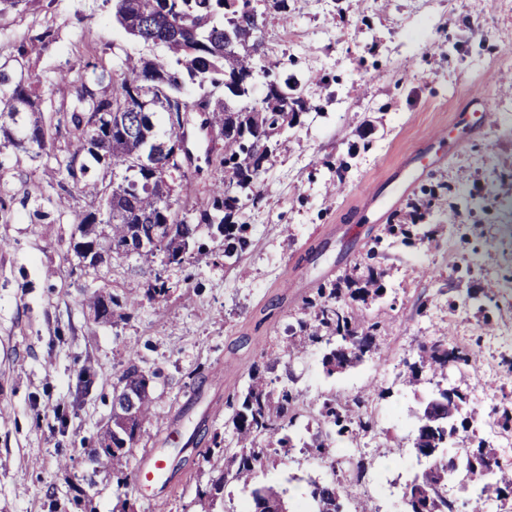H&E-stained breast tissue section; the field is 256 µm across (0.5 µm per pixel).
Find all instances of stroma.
<instances>
[{"label":"stroma","mask_w":512,"mask_h":512,"mask_svg":"<svg viewBox=\"0 0 512 512\" xmlns=\"http://www.w3.org/2000/svg\"><path fill=\"white\" fill-rule=\"evenodd\" d=\"M252 4L266 27L250 100L264 97L270 78H289L308 110L278 136L260 196L238 195L234 220L250 238L239 264L225 260L223 236L203 225L195 244L207 263L115 256L83 271L71 218L92 199L60 182L54 157L67 131L57 132L50 156L0 147V512H205L197 490L210 470L200 451L229 439L228 397L252 363L283 344L317 288L372 249L386 288L368 311L380 324L374 357L329 377L312 347L287 370L305 416L328 395L350 398L369 383L386 391L372 403L381 433L365 454L391 466L370 506L391 512L416 468L414 456H389L388 447L410 443L431 385L410 389L401 375L437 328L477 352L475 363L448 372L449 386L468 396L470 435L494 445L479 421L494 424L512 410V93L495 81L512 57V0H287L283 13L268 0ZM48 26L54 42L25 66L53 108L62 103L53 81L78 71L90 50L113 45L117 62L157 52L126 35L104 0H23L0 15V49L14 51ZM476 95L490 99L492 123L443 162L414 159ZM185 119L192 193L174 208L195 216L224 182V140L206 129L207 113ZM369 188L402 192L385 222L421 208L431 238L407 246L379 240L380 225L352 223ZM38 210L49 219L37 220ZM157 275L167 300L145 294ZM94 291L137 302L97 325L81 304ZM133 363L153 376L156 417L137 447L167 458L172 479L163 489L117 485L89 453L112 412L113 385ZM192 434L199 443L189 449ZM324 474L294 449L271 456L256 481L274 485L289 512H306V482Z\"/></svg>","instance_id":"stroma-1"}]
</instances>
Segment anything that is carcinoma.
Returning a JSON list of instances; mask_svg holds the SVG:
<instances>
[{"instance_id": "cac0c4a2", "label": "carcinoma", "mask_w": 512, "mask_h": 512, "mask_svg": "<svg viewBox=\"0 0 512 512\" xmlns=\"http://www.w3.org/2000/svg\"><path fill=\"white\" fill-rule=\"evenodd\" d=\"M111 5L115 21L133 39L162 46L168 55L154 58L128 55L118 70L106 61L107 51L85 63L75 79L62 73L55 83L56 92L71 95V102L58 122L69 134L67 154L56 158L58 174L75 191L91 196V209L74 214L79 238L73 244L77 257L81 248L99 245L112 247L115 254L161 257L166 264L183 265L192 258L199 261L202 250L187 257L189 244L195 241L198 223L215 224L224 236V258L239 262L249 247L248 225L235 224L232 215L238 199L235 190L252 189L261 181L268 153L257 149L272 143V138L297 118L303 104V90L296 82H270L268 92L259 103L248 101L250 75L255 72L262 42L250 48L238 45V35L248 27L262 33L263 20L252 7V0H104ZM53 41L47 27L29 38L17 54H0V118L34 114L36 118L23 128L19 138L11 139L17 149L51 146L49 128L40 114L44 100L31 89V79H21L25 64L21 59ZM208 88L206 111L210 121L224 129V184L214 192L199 222L184 214L178 223L167 225L174 214L173 193L162 192L164 180L178 182L184 192L190 186L186 172L174 178L154 176L151 165L170 156V144L178 136L169 121V113L196 106L183 96L185 84ZM111 179H106L107 173ZM398 238L414 245L430 238L424 224H387L375 238ZM384 271L372 264L355 265L351 272L327 286L317 289L307 302L305 316L290 328L288 343L278 353L263 356L248 370V383L240 395L229 402L226 424L232 427V440L214 443L203 451L205 461L213 464L217 475L210 485L197 490L201 506L210 503L223 491L227 482L251 489L247 512L276 507L283 502L273 486H258L257 473L268 458L270 449L293 448L289 434L300 417L302 393L282 383L275 372L280 366L305 353L310 347H325L321 358L323 371L331 376L362 363L376 351L378 323L368 321L362 307L381 300ZM82 303L92 312L94 321L107 323L119 306L112 295L93 293ZM475 352L451 342L448 332L430 342L419 344L416 360L409 365L408 383L414 384L426 373L442 376L448 367L470 365ZM152 377L139 366L129 365L117 386L136 392L135 421L122 425L125 414L122 399L112 395V415L97 434L95 456H105L117 485L127 483L128 462L136 447L141 428L153 418ZM383 396L367 386L350 400L325 398L317 411V429L302 448L309 456L329 460L330 468L347 464L345 472L359 481L372 465L364 455L341 447L377 433V423L368 411L374 396ZM437 387L415 413L417 436L409 448L418 458L431 461L421 477L403 493L396 508L399 512H456V500L448 497V478L462 470L470 477V512H484L486 502L512 499V469L500 464L495 450L480 442L473 444L469 423L461 418L466 397ZM460 422L454 427L452 423ZM455 448L457 465L448 470L438 464L449 448ZM307 497L311 512H346L336 478L311 480Z\"/></svg>"}]
</instances>
